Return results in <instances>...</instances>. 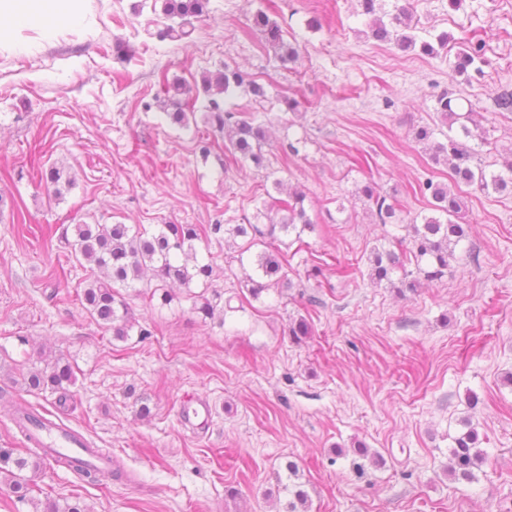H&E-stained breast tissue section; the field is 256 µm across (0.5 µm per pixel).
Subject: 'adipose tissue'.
Returning a JSON list of instances; mask_svg holds the SVG:
<instances>
[{"label":"adipose tissue","instance_id":"1","mask_svg":"<svg viewBox=\"0 0 512 512\" xmlns=\"http://www.w3.org/2000/svg\"><path fill=\"white\" fill-rule=\"evenodd\" d=\"M79 0H0V36L24 29L81 21Z\"/></svg>","mask_w":512,"mask_h":512}]
</instances>
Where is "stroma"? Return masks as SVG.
I'll return each mask as SVG.
<instances>
[{"instance_id": "1", "label": "stroma", "mask_w": 512, "mask_h": 512, "mask_svg": "<svg viewBox=\"0 0 512 512\" xmlns=\"http://www.w3.org/2000/svg\"><path fill=\"white\" fill-rule=\"evenodd\" d=\"M419 27L447 34L436 56L367 36L356 0H209L188 38L161 37L155 0H83L77 28L26 29L0 47V448L29 456L12 420L22 399L56 412L92 447L112 453L111 482L93 486L44 461L30 499L0 483V512L80 504L86 512H285L286 461H296L307 512H512V195L462 187L470 238L447 275L415 292L373 284L374 247L402 230L376 223L365 181L427 212L418 185L448 182L413 129L437 124L436 97L481 113L482 163L512 154V0H408ZM264 11L299 59L284 60L250 19ZM481 68L451 73L460 48ZM254 74L266 98L237 92L270 134L268 168L230 163L224 136L171 124L144 103L165 86L199 85L222 65ZM298 102L288 110L284 98ZM209 154H201V146ZM74 179L61 197L41 172ZM300 188L315 229L279 238L289 288L201 321L193 298L242 294L223 233L197 242L210 285L125 290L137 321L115 339L83 309L85 267L59 241L73 224H243L278 199L274 179ZM306 321L308 336L288 328ZM63 358L75 369L66 407L27 392L21 368ZM477 396L469 406V396ZM212 407L201 428L178 409ZM469 419L487 460L475 482L453 480L448 433ZM370 455L358 459L357 443ZM211 407L204 398H191L180 408V419L185 426H200L208 421ZM201 420L198 424L195 421Z\"/></svg>"}]
</instances>
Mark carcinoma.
<instances>
[{
	"label": "carcinoma",
	"instance_id": "obj_1",
	"mask_svg": "<svg viewBox=\"0 0 512 512\" xmlns=\"http://www.w3.org/2000/svg\"><path fill=\"white\" fill-rule=\"evenodd\" d=\"M362 13L372 17V38L380 43H392L401 50L416 46L426 55L438 54L437 48H445L448 35L441 34L437 43L417 41L413 31L417 23L404 6H394L393 12L386 13L388 19L377 15L379 0H358ZM208 0H164L163 12L169 19L179 22L164 28L163 36L181 39L190 34L186 27L191 19L206 11ZM252 28L261 31L267 42L285 51V59L294 60L299 51L284 44L280 27L268 15L257 12L252 18ZM202 92L205 103L203 120L210 127L224 134V147L235 162L250 161L255 167L264 166V147L268 145L267 127L260 121L258 113L246 110L236 111L221 106L217 96L226 98L236 91H247L255 97L265 95L251 74L238 68L224 66L202 77ZM167 98L158 101V106L168 108L166 118L171 123L187 128L196 121L195 108L199 96L174 85L165 87ZM437 111L448 121V130L459 127L458 135L436 132L429 125L418 127L414 132L417 141L427 144L430 159L435 163L448 165L452 180L472 186L488 194H502L512 191V160L505 163L506 172L490 171L477 162L476 150L468 140L485 142V131L478 120L479 113L472 103H467L464 112L452 104L448 93L437 96ZM442 135L443 139L436 138ZM275 188L286 191L288 198L278 200L277 208L265 214L266 224H219L207 228L202 224H160L149 234L136 224H76L73 229H63L61 242L79 262L88 264L92 278L79 296L87 313L99 324L112 331L115 338L124 340L136 324L131 309L121 290L133 287L146 274L157 281L155 290L162 291V300L168 302L173 295L166 290L172 283L185 287L194 282L208 283L213 277V266L197 256L196 242L208 238L209 232L224 231V240L244 238L236 245L237 256L243 273L242 282L249 296L257 300L275 285L290 287L284 258L275 252L262 250L252 252L255 246L265 244V239L279 235L296 234L301 237L306 230H314V224L304 208L305 194L291 187H285L280 179L274 180ZM430 192L433 202L432 213L414 216L405 224L416 272L430 281L441 279L456 259V250L467 238L468 225L463 223L464 203L461 197L446 184L428 179L421 188ZM362 194L380 224H390L397 217L399 209L389 196L381 193L376 186L367 184ZM370 278L373 283H385L402 294L413 292L418 280L413 272L405 269L400 254L391 249L375 248L370 258ZM23 384L31 393L46 390L66 391L76 384L77 377L70 363L56 358L42 368H33L22 376ZM13 420L24 438L36 442L30 425L41 426L46 417L25 403L13 404ZM466 430L451 437L452 445L448 454V474L455 480L471 482L476 472L486 461V453L480 448L477 430L470 421H465ZM55 463L77 471L90 483H100L112 478V469L101 470L93 466H79L69 457L58 456ZM38 472L41 460L29 461L24 456H13L9 449H0V475L12 487L18 497L28 492V479L22 475L27 468Z\"/></svg>",
	"mask_w": 512,
	"mask_h": 512
}]
</instances>
